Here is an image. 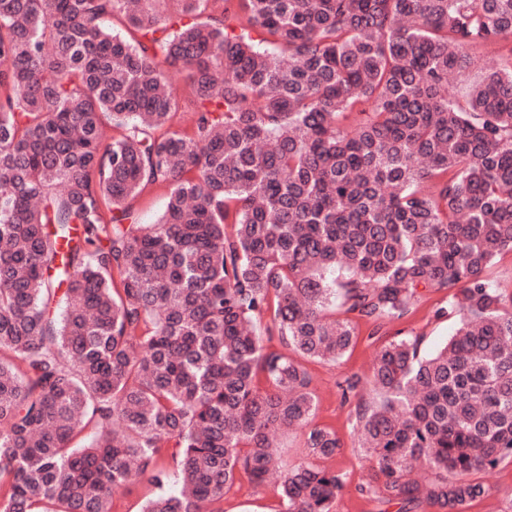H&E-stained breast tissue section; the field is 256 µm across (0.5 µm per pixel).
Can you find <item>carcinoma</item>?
I'll list each match as a JSON object with an SVG mask.
<instances>
[{
  "label": "carcinoma",
  "instance_id": "1",
  "mask_svg": "<svg viewBox=\"0 0 512 512\" xmlns=\"http://www.w3.org/2000/svg\"><path fill=\"white\" fill-rule=\"evenodd\" d=\"M141 2L0 0V512H112L142 480L141 512H217L243 474L277 479L281 512H332L318 460L345 443L312 424L302 363L353 345L329 306L378 325L448 288L440 349L387 342L378 399L339 388L362 492L467 512L512 463V292L484 277L512 252V64L448 82L512 37V0ZM289 427L307 461L285 468ZM168 187L155 185L146 189L135 202L140 224H153L164 209Z\"/></svg>",
  "mask_w": 512,
  "mask_h": 512
}]
</instances>
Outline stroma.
Wrapping results in <instances>:
<instances>
[{
	"instance_id": "35a3bbf8",
	"label": "stroma",
	"mask_w": 512,
	"mask_h": 512,
	"mask_svg": "<svg viewBox=\"0 0 512 512\" xmlns=\"http://www.w3.org/2000/svg\"><path fill=\"white\" fill-rule=\"evenodd\" d=\"M452 290L421 291L412 311L401 319L373 326L357 322V342L353 350L337 363L307 362L312 378V389L317 400L314 422L336 432L344 442L343 451L332 458L322 460V467L341 472L345 486L334 512H377L378 505L360 491L367 471L361 459L362 450L353 427L354 406L343 402L339 382L356 375L369 378L375 352L382 343L402 337H420L424 352L440 348L457 326V317L436 318L437 309L447 306ZM484 480L490 491L487 496L473 502L468 512H506L507 493L512 492V463H503L495 471L485 474ZM223 512H280V489L273 484L255 485L241 480L224 496Z\"/></svg>"
}]
</instances>
